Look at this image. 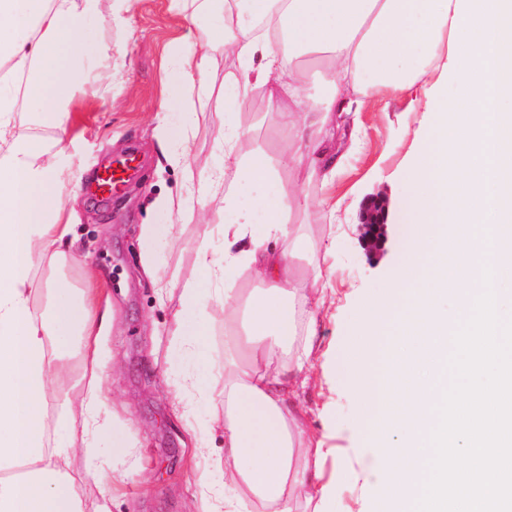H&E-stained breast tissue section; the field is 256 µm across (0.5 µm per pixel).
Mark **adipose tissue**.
Here are the masks:
<instances>
[{
	"instance_id": "adipose-tissue-1",
	"label": "adipose tissue",
	"mask_w": 512,
	"mask_h": 512,
	"mask_svg": "<svg viewBox=\"0 0 512 512\" xmlns=\"http://www.w3.org/2000/svg\"><path fill=\"white\" fill-rule=\"evenodd\" d=\"M175 2L185 19L207 24L199 42L175 48L168 62V96L155 116L168 163L187 162V104L209 93L213 51L231 39L246 61L224 79L221 163L188 182L185 198L162 204L171 214L192 200H221L224 262L203 244L199 277L179 285L151 277L160 298L179 292L173 333L196 346L208 334L198 306L213 281L226 284L225 307L247 309L245 334L224 319V485L202 484L199 512H239L245 495L262 512H338L337 489L358 481L388 512H414L434 455L432 407L449 384L450 333L482 292V266L495 272L498 309L512 308V0ZM96 4L0 0V512H110L104 500L86 507L79 490L96 475L89 461L105 407L96 367L111 309L90 287L47 312L33 307L35 270L57 271L76 257L63 207L71 180L51 147L66 136L89 76L114 74L112 54L75 34ZM313 62L332 75L316 99L303 83ZM452 63L459 94L451 100L441 77ZM417 82L430 87L432 122L401 198L420 231L390 296L365 301L342 353L315 355L312 299L324 297L333 272L300 267L310 237L296 225L298 195L279 170L306 160L331 182L341 164L327 129L332 112L364 106L369 90L398 96ZM254 88L266 91L287 134L274 157L241 151L250 131L240 114ZM23 112L52 131L51 146L35 147ZM241 181L249 197L236 192ZM281 235L287 248L269 250ZM245 268L265 288L236 287ZM445 299L450 308H440ZM395 338L403 352L394 369L386 344ZM71 350L85 365L76 377L65 361ZM315 366L365 405L346 428L363 442L358 457L335 445V425L311 431L295 401ZM51 406L81 425V438L49 441Z\"/></svg>"
}]
</instances>
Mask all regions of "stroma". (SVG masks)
Returning a JSON list of instances; mask_svg holds the SVG:
<instances>
[{"mask_svg":"<svg viewBox=\"0 0 512 512\" xmlns=\"http://www.w3.org/2000/svg\"><path fill=\"white\" fill-rule=\"evenodd\" d=\"M111 0H98V10L82 29L83 39L115 52L118 77L85 92L83 106L58 146L56 155L72 173L77 202H65L71 212L78 255L61 277L80 285L86 270H96L112 308L104 336L105 355L98 372L106 396V411L125 425L130 454L144 466L137 474L115 466L112 429L99 434L95 466L100 482L81 489L95 501L108 497L111 512H189L202 474L218 479L219 470L200 457L191 431L205 432L215 453L224 448V295L217 292L200 304L209 328L208 370L211 389L202 395L182 388V381L199 370L192 348L175 336L171 313L178 297L160 300L143 273L141 257L151 250L158 274L182 282L198 276L195 250L208 244L215 259L224 258V240L215 222L187 214L175 219L155 208V201L186 195L188 177L206 175L218 158L224 127L214 100L196 103L189 133V169L170 165L152 135L154 116L164 96L165 66L173 46H190L203 26L190 23L172 0H137L126 27L108 21ZM426 87L414 85L401 97L376 94L372 108L342 114L336 142L347 157L331 185H323L307 165L281 170L284 182L296 185L305 211L303 223H331L336 236V296L318 318L321 349L342 352L364 301L385 295L408 256L410 234L400 200L403 180L421 151L430 115L425 110ZM253 127L249 146L275 154L281 146L278 116L263 91L249 94L241 115ZM135 153L138 168L114 199L96 194L89 180L97 168ZM386 209V239L380 251L362 243L360 210L371 196ZM174 221L173 238L146 246L140 237L145 224ZM313 430L323 428L321 409L330 406L337 426L349 424L361 405L343 390L310 371L298 392Z\"/></svg>","mask_w":512,"mask_h":512,"instance_id":"35a3bbf8","label":"stroma"}]
</instances>
